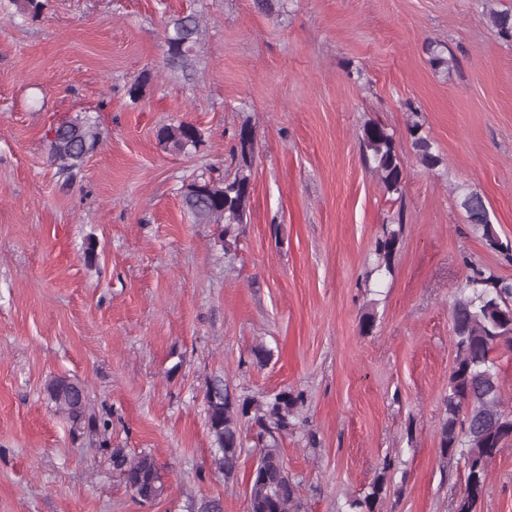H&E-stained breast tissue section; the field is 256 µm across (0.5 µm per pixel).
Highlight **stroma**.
Instances as JSON below:
<instances>
[{
  "instance_id": "35a3bbf8",
  "label": "stroma",
  "mask_w": 512,
  "mask_h": 512,
  "mask_svg": "<svg viewBox=\"0 0 512 512\" xmlns=\"http://www.w3.org/2000/svg\"><path fill=\"white\" fill-rule=\"evenodd\" d=\"M492 6L512 0H46L37 19L0 0V512H247L259 451L233 476L219 467L205 401L218 380L303 395L280 446L305 512H341L382 472L376 512H453L465 473L436 439L450 305L471 267L512 279L458 204L459 187L478 189L512 241V41ZM192 10L204 26L183 72L165 63L164 25ZM434 41L449 68L430 65ZM415 115L437 170L415 156ZM76 116L99 118L101 142L70 179L45 133ZM370 119L395 135L401 203L361 159ZM179 122L201 143L163 150L158 129ZM244 124L250 215L228 250L181 199L211 169L234 173ZM400 208L395 273L369 291ZM57 377L84 389L79 432L47 396ZM116 450L153 455L162 495L127 488ZM478 512H512V444ZM488 21L500 38L512 41V9H492Z\"/></svg>"
}]
</instances>
